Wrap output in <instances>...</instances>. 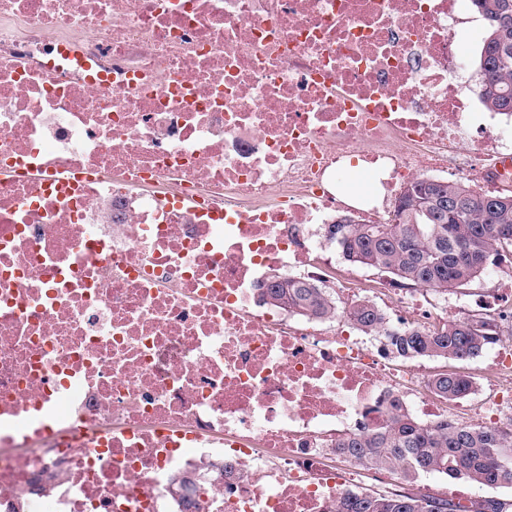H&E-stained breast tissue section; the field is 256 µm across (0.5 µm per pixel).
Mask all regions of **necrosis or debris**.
Masks as SVG:
<instances>
[{
	"label": "necrosis or debris",
	"instance_id": "necrosis-or-debris-1",
	"mask_svg": "<svg viewBox=\"0 0 512 512\" xmlns=\"http://www.w3.org/2000/svg\"><path fill=\"white\" fill-rule=\"evenodd\" d=\"M467 0H0V512H334L399 491L336 449L394 403L512 426V342L456 399L348 312L430 331L512 311V263L451 301L358 287L333 213L385 224L414 179L512 184V115L464 90ZM361 164L354 207L336 179ZM331 288V325L259 300ZM223 464L209 489L170 478ZM348 318L364 332H379L383 328L382 313L369 301L363 300L354 305L348 313Z\"/></svg>",
	"mask_w": 512,
	"mask_h": 512
}]
</instances>
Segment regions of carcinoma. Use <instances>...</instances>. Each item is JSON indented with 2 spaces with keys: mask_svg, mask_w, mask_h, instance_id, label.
Segmentation results:
<instances>
[{
  "mask_svg": "<svg viewBox=\"0 0 512 512\" xmlns=\"http://www.w3.org/2000/svg\"><path fill=\"white\" fill-rule=\"evenodd\" d=\"M471 3L487 26L477 59L479 99L493 112L512 114V0ZM328 236L351 262L385 272L404 287L446 293L480 278L495 257L512 254V192H478L464 182L422 176L398 198L390 223L356 224L344 215L329 225ZM261 297L306 317L324 318L336 309L317 284L287 276L267 284ZM348 318L364 332L383 328L382 313L369 301L354 305ZM499 338L496 320L480 313L432 331L389 333L387 346L403 359L464 361ZM431 384L450 399L472 387L470 376L448 370L435 374ZM391 413L387 425L343 438L336 448L362 467L393 469L409 483L422 474H439L489 489L512 485V435L446 419L426 426L396 403ZM337 512H457V506L408 494L348 493Z\"/></svg>",
  "mask_w": 512,
  "mask_h": 512,
  "instance_id": "cac0c4a2",
  "label": "carcinoma"
}]
</instances>
